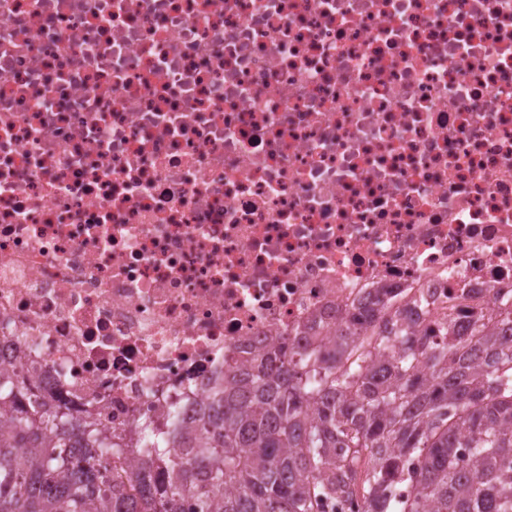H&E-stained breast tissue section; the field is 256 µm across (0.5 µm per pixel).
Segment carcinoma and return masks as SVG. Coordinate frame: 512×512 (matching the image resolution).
<instances>
[{
	"label": "carcinoma",
	"instance_id": "obj_1",
	"mask_svg": "<svg viewBox=\"0 0 512 512\" xmlns=\"http://www.w3.org/2000/svg\"><path fill=\"white\" fill-rule=\"evenodd\" d=\"M382 314L411 332L401 312L362 311L326 355L291 343L233 368L178 450L162 442L131 469L90 416L0 413V512H325L353 497L363 512H512V313H470V335L422 361L360 339ZM83 442L110 467L75 465Z\"/></svg>",
	"mask_w": 512,
	"mask_h": 512
}]
</instances>
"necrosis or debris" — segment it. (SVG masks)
<instances>
[{
	"label": "necrosis or debris",
	"mask_w": 512,
	"mask_h": 512,
	"mask_svg": "<svg viewBox=\"0 0 512 512\" xmlns=\"http://www.w3.org/2000/svg\"><path fill=\"white\" fill-rule=\"evenodd\" d=\"M392 289L512 312V0H0V365L131 439Z\"/></svg>",
	"instance_id": "necrosis-or-debris-1"
}]
</instances>
